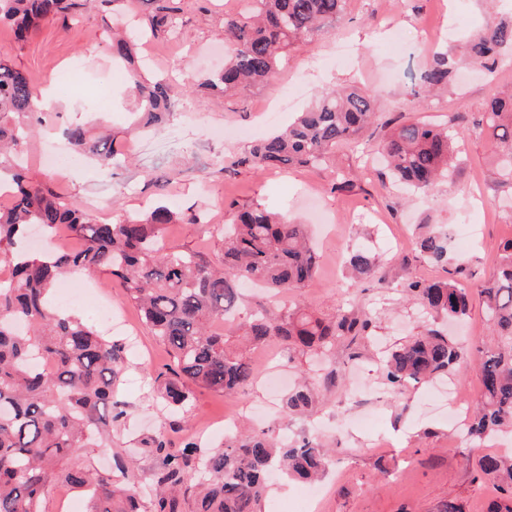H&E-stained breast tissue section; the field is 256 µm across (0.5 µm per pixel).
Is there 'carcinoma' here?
I'll return each instance as SVG.
<instances>
[{
    "instance_id": "1",
    "label": "carcinoma",
    "mask_w": 512,
    "mask_h": 512,
    "mask_svg": "<svg viewBox=\"0 0 512 512\" xmlns=\"http://www.w3.org/2000/svg\"><path fill=\"white\" fill-rule=\"evenodd\" d=\"M114 2L0 0V25L9 26L20 42L43 22L75 19L95 9L107 13ZM151 2L148 24L130 27L112 43L114 59L125 66L137 99L131 124L136 131L160 127L172 112L170 85L142 77L134 67L136 49L147 34L173 33L183 19V0ZM345 5L346 0H251L255 21L224 16V68L201 78L197 87L227 93L243 83L269 82L287 63L290 48L335 25ZM508 48L512 20L489 11L482 33L460 38L438 54L412 93L425 97L448 85L455 67L493 74ZM375 99L372 89L360 85L326 88L309 111L282 133L259 141L242 162L257 169L317 166L337 144L356 140L375 120ZM49 116L37 105L28 77L1 50L0 156L22 155ZM482 124L494 152L497 190L512 194V92L489 102ZM62 135L104 168L117 164L114 140L91 139L80 125L65 127ZM384 155L395 181L428 197L456 161L448 128L424 121L395 128L386 138ZM3 170L10 172V179H0L10 204L0 207V255H10L12 274L0 281V512H47L46 499L60 481L87 494V512H185L189 498L192 512H261L271 471L304 482L325 472L327 449L307 436L298 442L279 440L269 429L251 431L200 454L193 441L182 452H171L168 434L159 431L141 439L159 461L153 492L141 493L123 463L116 467L124 481H114L98 470L93 449L112 443V424L125 414L112 388L123 346L51 299L60 278L74 271L120 281L145 328L173 357L169 373L151 372L149 377L159 397L184 413L193 404L195 387L229 395L252 384L248 354L228 343L218 323L227 324L251 349L278 340L306 356L329 357L340 344L371 336L369 314L341 310L326 319L300 306L279 313L257 308L245 321H235L239 283L288 294L301 291L316 275L318 260L307 245L305 225L259 204L237 210L231 203V223L208 224V233L220 239L224 251V264L217 267L196 252L171 250L164 242L169 224H207L201 204L181 215L172 205L160 204L142 218L103 224L81 203L27 181L20 164L0 159ZM34 224L50 235L65 227L83 246L30 252L24 241ZM418 245L430 264H448L447 232L432 230ZM349 264L366 275L375 257L357 247ZM402 288L448 322L469 312L471 294L454 278L412 279ZM481 295L493 344L477 348L482 398L465 427L466 439L478 445L512 429V239L503 244L497 273ZM40 355L54 358L52 372L36 368L34 359ZM467 363L468 353L448 334L426 328L389 351L380 373L389 387L401 390L458 373ZM317 402L314 387L298 384L281 399L279 412L307 416ZM478 471L502 491L503 503L492 512H512V455L485 454Z\"/></svg>"
}]
</instances>
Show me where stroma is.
<instances>
[{
  "instance_id": "35a3bbf8",
  "label": "stroma",
  "mask_w": 512,
  "mask_h": 512,
  "mask_svg": "<svg viewBox=\"0 0 512 512\" xmlns=\"http://www.w3.org/2000/svg\"><path fill=\"white\" fill-rule=\"evenodd\" d=\"M512 13V0H348L335 29L292 47L286 65L267 84L241 89L235 95L194 94L185 97L186 111L174 112L157 132L134 137L127 133L135 106L126 75L112 72V21L90 14L67 22L47 23L26 41L0 26V50L31 79L36 92L54 86L57 71L78 60L86 80L59 88L49 105L55 124L72 122L89 129L106 125L114 130L118 148L128 162L106 174L91 159L70 179L57 177L43 162L48 131H39L25 154L26 174L35 183H49L62 197L84 201L96 196L93 217L116 222L142 214L158 198L174 200L183 209L205 202L211 219L225 222V207L262 204L286 212L309 225L319 257L314 279L303 291L305 305L324 313L335 309L365 311L374 320L371 341L336 350L333 361L309 367L272 341L251 351L258 379L242 392L221 395L195 389L188 413L162 407L143 369L170 367L167 350L144 329L123 288L106 276L92 277L91 285L112 302L120 319L108 335L133 338L123 354L115 382L126 417L113 429L112 445L96 449L102 470L116 460H135L134 479L147 488L153 483L156 462L139 446L141 438L176 424L174 450L187 439L218 443L220 421L229 419L252 429L269 428L296 438L309 433L333 448V462L322 484L326 491L315 512H444L455 505L460 512H491L499 503L496 486L479 478L475 462L481 452L508 453L512 438L504 436L476 448L465 440H450L448 410L437 408L432 384L395 393L380 380L379 364L386 347L420 331L430 319L409 302L400 285L409 278L436 280L459 271L472 292L468 317L453 333L466 347L488 344L480 290L492 277L502 245L512 239V208L498 200L492 181L491 150L477 120L486 104L512 88V57L490 76L464 71L446 93L416 98L412 88L434 52L444 49L441 37L477 32L486 7ZM247 0H184L183 24L175 35L142 40L139 55L149 73L169 74L178 85L195 79L224 62L219 37L225 16L247 13ZM347 44L349 57L336 59L333 48ZM344 82L377 90L378 120L365 128L358 143L338 146L319 167L259 170L245 164L252 146L277 129L288 126L297 112L310 106L318 91ZM422 119L448 125L459 162L441 179L434 201L394 184L378 159L387 132L408 121ZM350 182L333 190L336 172ZM485 203L473 217L474 234L460 246L453 231L463 219L465 203ZM434 224L449 230L447 266L431 265L416 247L413 227ZM165 243L174 250H195L220 262V243L199 224L169 225ZM358 245L376 255L371 274L346 277L349 251ZM275 366L288 383L307 380L320 385L321 400L313 419L283 418L277 413L280 392L261 381ZM330 382H323V375Z\"/></svg>"
}]
</instances>
